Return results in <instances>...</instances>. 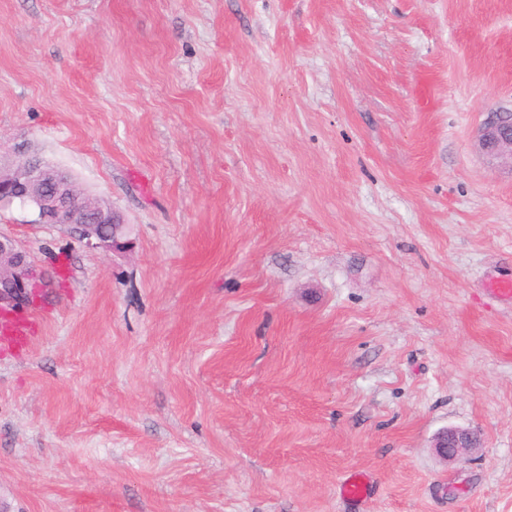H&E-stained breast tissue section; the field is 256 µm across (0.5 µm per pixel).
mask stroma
<instances>
[{"label":"stroma","mask_w":512,"mask_h":512,"mask_svg":"<svg viewBox=\"0 0 512 512\" xmlns=\"http://www.w3.org/2000/svg\"><path fill=\"white\" fill-rule=\"evenodd\" d=\"M511 107L512 0H0V162L130 239L0 208V512H512ZM479 145L490 161L512 172V109L489 113L479 131ZM83 198L71 176L32 157L7 168L0 164V207L19 202L29 206L33 224H68L87 247L112 250L128 246L123 219L112 205ZM36 270L8 240L0 238V311H18L29 302L28 284ZM37 274V273H36ZM481 445L479 436L465 428H447L435 437L434 448L446 461L454 460L463 453L473 452ZM371 483L367 475L355 474L346 478L340 486V495L350 500H360L370 493Z\"/></svg>","instance_id":"35a3bbf8"}]
</instances>
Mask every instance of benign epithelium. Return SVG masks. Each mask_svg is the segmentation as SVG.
Instances as JSON below:
<instances>
[{
    "instance_id": "benign-epithelium-1",
    "label": "benign epithelium",
    "mask_w": 512,
    "mask_h": 512,
    "mask_svg": "<svg viewBox=\"0 0 512 512\" xmlns=\"http://www.w3.org/2000/svg\"><path fill=\"white\" fill-rule=\"evenodd\" d=\"M479 145L487 158L512 171V109L491 112L479 131ZM15 202L31 208L34 224H67L77 239L93 249L128 246L126 225L112 205L82 200L71 176L32 157L0 167V206ZM36 270L13 245L0 239V311H18L29 302L28 284ZM481 445L465 428H447L435 437L434 448L446 461Z\"/></svg>"
}]
</instances>
